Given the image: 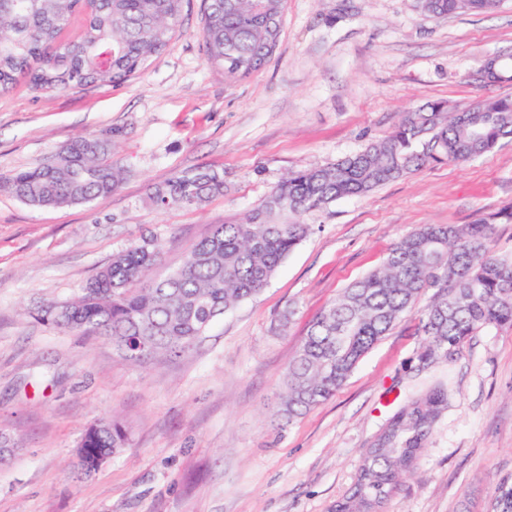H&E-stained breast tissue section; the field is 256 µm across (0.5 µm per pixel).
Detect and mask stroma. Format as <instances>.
Here are the masks:
<instances>
[{
  "instance_id": "stroma-1",
  "label": "stroma",
  "mask_w": 512,
  "mask_h": 512,
  "mask_svg": "<svg viewBox=\"0 0 512 512\" xmlns=\"http://www.w3.org/2000/svg\"><path fill=\"white\" fill-rule=\"evenodd\" d=\"M200 8L185 0L177 34L135 78L0 94V175L88 134L116 136L125 168L121 187L88 205L40 210L0 192V433L16 449L0 464V512H331L364 448L437 378L448 407L385 512H491L512 488V328H483L424 368L420 298L334 396L284 426L273 413L310 321L394 243L512 203V141L305 215L312 233L268 286L189 353L134 364L107 338L36 320L143 235L162 242L152 276L166 277L289 172L357 152L425 102L512 98V81L478 77L486 56L512 51V0L442 16L416 0H285L275 56L237 80L206 64ZM201 165L223 169L224 195L199 209L151 202L153 187ZM110 417L129 444L83 476L80 439Z\"/></svg>"
}]
</instances>
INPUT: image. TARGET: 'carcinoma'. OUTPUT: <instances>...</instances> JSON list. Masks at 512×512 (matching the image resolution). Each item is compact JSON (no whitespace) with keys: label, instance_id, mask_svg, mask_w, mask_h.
<instances>
[{"label":"carcinoma","instance_id":"cac0c4a2","mask_svg":"<svg viewBox=\"0 0 512 512\" xmlns=\"http://www.w3.org/2000/svg\"><path fill=\"white\" fill-rule=\"evenodd\" d=\"M184 0H0V94L25 81L36 93L116 84L136 76L177 33ZM498 0H418L426 14L492 8ZM284 0H203L206 62L245 78L276 53ZM512 140V99H483L460 111L429 102L408 112L386 137L328 165L293 171L238 224H215L164 279L150 280L162 258L154 239L132 243L91 277L77 299L44 304L36 317L56 329L104 336L141 363L179 355L211 325L266 288L276 269L312 231L300 220L333 202L362 196L430 165L462 162ZM112 140L80 136L37 168L0 175V190L35 208L87 205L112 196L124 168ZM227 190L224 170L199 166L154 187L160 207L201 208ZM512 223V205L473 224H428L403 236L383 262L346 288L310 323L288 364L276 417L291 423L319 405L362 357L429 295L419 319L420 362L446 358L478 330L512 327V258L492 249L494 225ZM438 382L409 398L362 456L356 481L332 512H363L369 490L392 494L408 476L442 410ZM94 456L125 447L115 420L82 436Z\"/></svg>","mask_w":512,"mask_h":512}]
</instances>
